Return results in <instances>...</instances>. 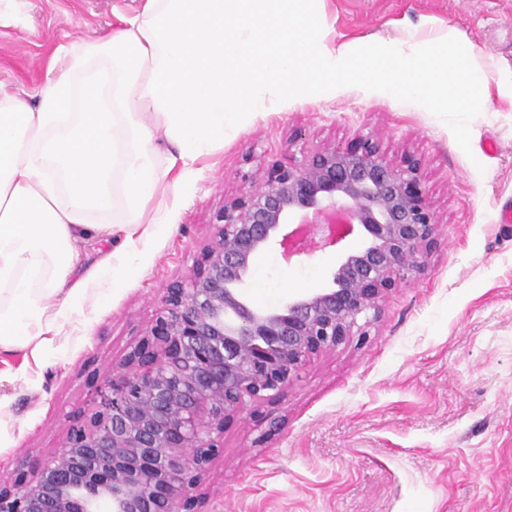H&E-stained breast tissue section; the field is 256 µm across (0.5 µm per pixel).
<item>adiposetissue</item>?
<instances>
[{"label":"adipose tissue","instance_id":"ef3b65f1","mask_svg":"<svg viewBox=\"0 0 512 512\" xmlns=\"http://www.w3.org/2000/svg\"><path fill=\"white\" fill-rule=\"evenodd\" d=\"M317 0H143L136 15L62 48L35 97L0 96V352L52 332L109 264L76 273L92 236L150 235L225 131L292 95L350 80L465 112L488 83L455 29L450 59L354 39L329 47ZM124 217L112 220L115 195Z\"/></svg>","mask_w":512,"mask_h":512}]
</instances>
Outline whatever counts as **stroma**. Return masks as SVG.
<instances>
[{
  "label": "stroma",
  "mask_w": 512,
  "mask_h": 512,
  "mask_svg": "<svg viewBox=\"0 0 512 512\" xmlns=\"http://www.w3.org/2000/svg\"><path fill=\"white\" fill-rule=\"evenodd\" d=\"M142 0H22L23 24L0 25V94L36 93L58 46L135 15ZM332 44L380 39L410 48L455 28L472 43L489 98L438 112L348 82L225 132L195 166L168 221L116 257L121 275L91 284L44 350L0 368V477L18 457L58 449L129 346L162 290L189 276L227 199L274 163L372 136L393 163L411 155L436 211L438 242L424 274L381 302L367 335L312 357L285 394L253 404L224 429L198 490V512H512V0H322ZM494 151H487V144ZM339 248L284 260L260 254L249 295L274 307L324 285Z\"/></svg>",
  "instance_id": "stroma-1"
}]
</instances>
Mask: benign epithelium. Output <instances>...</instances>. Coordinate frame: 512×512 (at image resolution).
Wrapping results in <instances>:
<instances>
[{"label":"benign epithelium","mask_w":512,"mask_h":512,"mask_svg":"<svg viewBox=\"0 0 512 512\" xmlns=\"http://www.w3.org/2000/svg\"><path fill=\"white\" fill-rule=\"evenodd\" d=\"M438 220L418 160L388 161L360 137L274 164L224 202L193 273L60 449L0 480V512H195L224 423L284 393L306 360L374 323L379 301L424 273ZM359 232L322 288L264 308L245 294L255 257L336 246Z\"/></svg>","instance_id":"benign-epithelium-1"}]
</instances>
